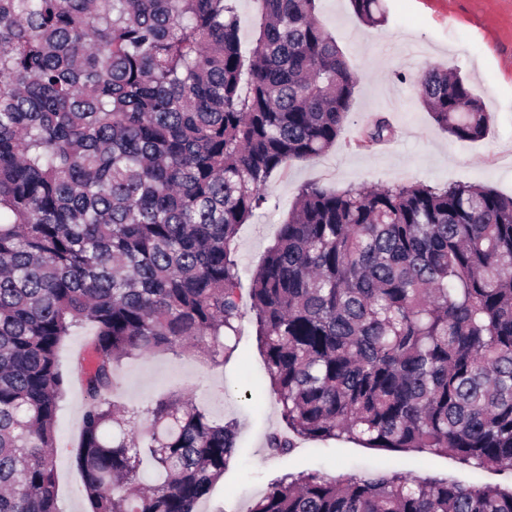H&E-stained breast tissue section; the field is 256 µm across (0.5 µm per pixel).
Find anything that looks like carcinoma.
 I'll return each instance as SVG.
<instances>
[{
    "label": "carcinoma",
    "mask_w": 512,
    "mask_h": 512,
    "mask_svg": "<svg viewBox=\"0 0 512 512\" xmlns=\"http://www.w3.org/2000/svg\"><path fill=\"white\" fill-rule=\"evenodd\" d=\"M317 0H0V512H60L62 340L89 328L76 465L90 512H198L237 431L179 395L112 401L126 359L215 363L250 311L295 441L512 467V196L486 186L303 185L241 291L236 237L267 181L349 122L358 84ZM366 24L383 0H350ZM419 102L458 141L488 114L426 67ZM378 116L358 147L390 140ZM248 512H512V489L399 471L275 478ZM237 12L239 15V38L243 55L248 58L255 45L257 28L259 26V14L256 3L253 0H237Z\"/></svg>",
    "instance_id": "1"
}]
</instances>
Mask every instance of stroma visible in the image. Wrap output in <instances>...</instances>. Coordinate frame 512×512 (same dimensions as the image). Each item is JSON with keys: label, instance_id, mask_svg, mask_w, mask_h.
Wrapping results in <instances>:
<instances>
[{"label": "stroma", "instance_id": "stroma-1", "mask_svg": "<svg viewBox=\"0 0 512 512\" xmlns=\"http://www.w3.org/2000/svg\"><path fill=\"white\" fill-rule=\"evenodd\" d=\"M386 21L372 27L349 0H319L318 15L335 37L359 78L349 123L334 147L311 160L289 162L266 185L273 206L257 211L240 227L237 254L244 270L242 290L287 217L299 188L317 182L336 189L424 181L437 187L473 183L512 195V0H383ZM455 69L481 99L489 116L484 139L460 142L419 103L417 77L427 66ZM387 117L395 134L370 150L358 148L366 124ZM112 392L126 407L139 409L174 392L212 419L235 421L239 454L203 512H247L269 480L304 469L335 477L345 472L383 473L398 469L413 477L469 472L441 457L367 448L330 441L321 450L297 443L285 456L271 455L267 437L284 431L251 315L240 322L238 348L225 363L206 362L195 351L149 355L124 361ZM86 397L71 383L57 414L56 482L61 512H87L75 452Z\"/></svg>", "mask_w": 512, "mask_h": 512}]
</instances>
